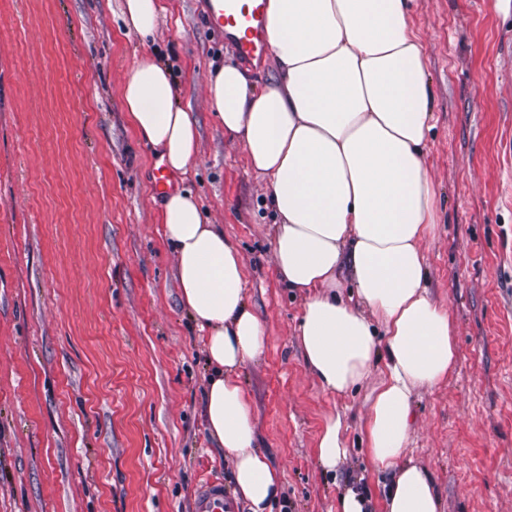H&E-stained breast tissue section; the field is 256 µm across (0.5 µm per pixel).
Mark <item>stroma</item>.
Instances as JSON below:
<instances>
[{"label":"stroma","mask_w":512,"mask_h":512,"mask_svg":"<svg viewBox=\"0 0 512 512\" xmlns=\"http://www.w3.org/2000/svg\"><path fill=\"white\" fill-rule=\"evenodd\" d=\"M160 6L145 42L107 0H0V512H193L205 478H232L202 417L204 335L152 189L159 152L122 100L149 57L199 122L174 183L236 242L265 329L241 381L283 474L273 512H336L350 480L385 512L390 476L362 434L372 385L330 394L306 368L307 295L278 279L267 181L208 99L210 68L236 53L205 27L201 0ZM408 8L433 92L426 288L452 317L458 361L448 383L416 393L406 455L443 512H512V0ZM338 411L349 454L331 475L317 435Z\"/></svg>","instance_id":"35a3bbf8"}]
</instances>
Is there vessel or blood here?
Wrapping results in <instances>:
<instances>
[{"mask_svg": "<svg viewBox=\"0 0 512 512\" xmlns=\"http://www.w3.org/2000/svg\"><path fill=\"white\" fill-rule=\"evenodd\" d=\"M204 18L223 35L244 63L265 54L266 0H208ZM195 512H236V504L220 481L202 484L195 500Z\"/></svg>", "mask_w": 512, "mask_h": 512, "instance_id": "1", "label": "vessel or blood"}]
</instances>
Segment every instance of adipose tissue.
Listing matches in <instances>:
<instances>
[{"label": "adipose tissue", "instance_id": "1", "mask_svg": "<svg viewBox=\"0 0 512 512\" xmlns=\"http://www.w3.org/2000/svg\"><path fill=\"white\" fill-rule=\"evenodd\" d=\"M119 10L141 39L154 34L159 0H121ZM267 38L277 68L263 88L230 61L210 70L208 87L225 134L268 180L279 278L309 294L297 333L305 364L332 394L376 378L364 440L391 475L385 512H440L427 470L405 458L416 392L447 381L457 357L451 316L424 286L432 115L407 0H268ZM123 102L139 138L170 169L187 172L198 121L178 105L170 69L138 62ZM162 222L178 257L182 304L208 332L206 429L234 459V497L249 512H272L281 474L258 446L240 383L265 346L246 301L243 260L191 191L167 198ZM347 280L373 318L345 299ZM342 428L341 414L325 416L317 440L324 471H336L348 453Z\"/></svg>", "mask_w": 512, "mask_h": 512}]
</instances>
